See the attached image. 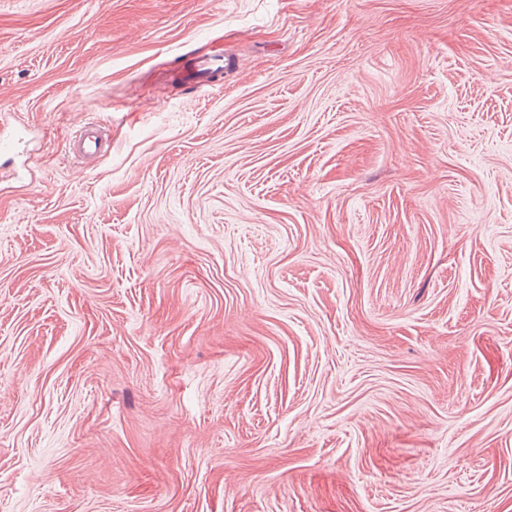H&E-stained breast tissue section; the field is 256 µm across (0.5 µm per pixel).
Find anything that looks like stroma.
Listing matches in <instances>:
<instances>
[{
  "label": "stroma",
  "mask_w": 512,
  "mask_h": 512,
  "mask_svg": "<svg viewBox=\"0 0 512 512\" xmlns=\"http://www.w3.org/2000/svg\"><path fill=\"white\" fill-rule=\"evenodd\" d=\"M0 512H512V0H0ZM228 60L224 56H201L178 69L175 76L196 92H206L217 86L216 78L224 73ZM102 139L99 129L89 125L81 132L77 143L69 144V152H75L83 156H92L102 150Z\"/></svg>",
  "instance_id": "35a3bbf8"
}]
</instances>
